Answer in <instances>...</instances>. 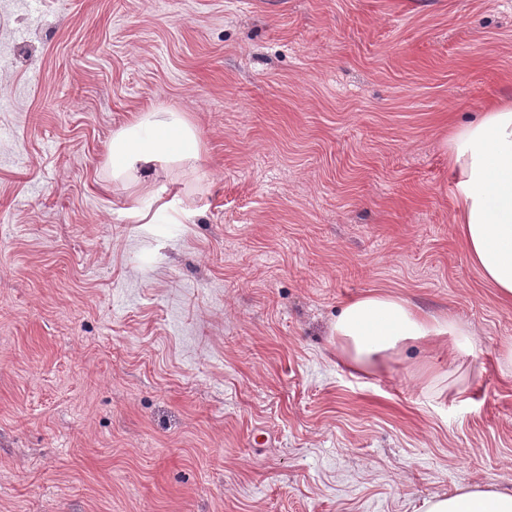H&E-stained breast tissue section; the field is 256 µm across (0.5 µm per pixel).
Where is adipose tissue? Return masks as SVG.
Here are the masks:
<instances>
[{"instance_id":"1","label":"adipose tissue","mask_w":512,"mask_h":512,"mask_svg":"<svg viewBox=\"0 0 512 512\" xmlns=\"http://www.w3.org/2000/svg\"><path fill=\"white\" fill-rule=\"evenodd\" d=\"M457 172L455 222L482 279L512 301V96L483 110L474 123L455 128L445 141ZM202 141L190 115L150 107L113 133L107 147L112 182L150 191L159 163L195 174ZM336 355L366 370L429 341L452 359L474 354L477 338L465 322L420 311L407 299L375 291L348 301L331 326ZM423 512H512V490L488 483L461 487L425 501Z\"/></svg>"}]
</instances>
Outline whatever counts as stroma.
I'll use <instances>...</instances> for the list:
<instances>
[{"instance_id": "stroma-1", "label": "stroma", "mask_w": 512, "mask_h": 512, "mask_svg": "<svg viewBox=\"0 0 512 512\" xmlns=\"http://www.w3.org/2000/svg\"><path fill=\"white\" fill-rule=\"evenodd\" d=\"M512 95V0H0V512H422L512 489V337L449 129ZM188 112L199 177L107 145ZM373 291L476 332L336 357ZM464 378V394L440 387ZM423 512H512V490L494 483L460 487L451 494L426 500Z\"/></svg>"}]
</instances>
